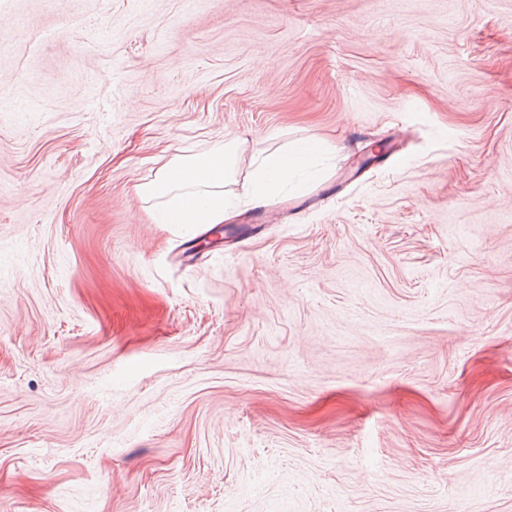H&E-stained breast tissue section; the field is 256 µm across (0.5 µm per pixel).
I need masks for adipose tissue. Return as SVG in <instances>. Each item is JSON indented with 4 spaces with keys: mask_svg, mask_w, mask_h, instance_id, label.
<instances>
[{
    "mask_svg": "<svg viewBox=\"0 0 512 512\" xmlns=\"http://www.w3.org/2000/svg\"><path fill=\"white\" fill-rule=\"evenodd\" d=\"M236 141L222 142L190 160L174 158L165 163L155 177L139 187L145 200L162 199L158 218L162 224H220L237 201L226 188L235 183L237 168ZM323 149L313 141L290 146L256 157L245 184V193L255 200L274 194L290 177L310 172L317 154Z\"/></svg>",
    "mask_w": 512,
    "mask_h": 512,
    "instance_id": "adipose-tissue-1",
    "label": "adipose tissue"
}]
</instances>
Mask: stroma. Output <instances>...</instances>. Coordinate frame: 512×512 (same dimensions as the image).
Segmentation results:
<instances>
[{"instance_id": "1", "label": "stroma", "mask_w": 512, "mask_h": 512, "mask_svg": "<svg viewBox=\"0 0 512 512\" xmlns=\"http://www.w3.org/2000/svg\"><path fill=\"white\" fill-rule=\"evenodd\" d=\"M0 512H512V0H0ZM238 149L239 143L232 140L195 154L189 161L171 159L152 180L139 185L145 200L165 198L156 223L224 224V215L238 203L224 190L236 182ZM323 149L320 142L292 145L288 150L274 151L257 156L252 162V171L245 183V193L254 200H263L274 194L290 177L298 172L313 175L311 171L317 154Z\"/></svg>"}]
</instances>
